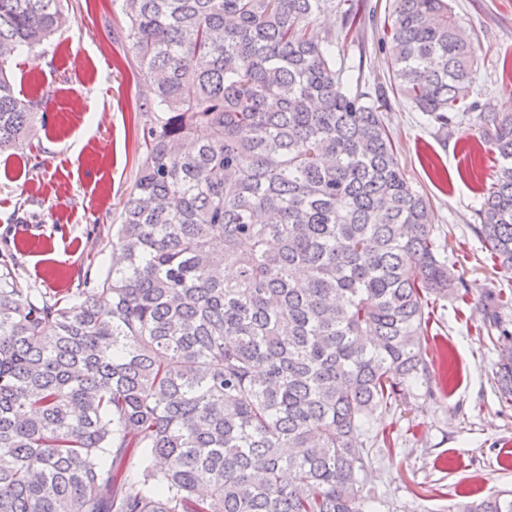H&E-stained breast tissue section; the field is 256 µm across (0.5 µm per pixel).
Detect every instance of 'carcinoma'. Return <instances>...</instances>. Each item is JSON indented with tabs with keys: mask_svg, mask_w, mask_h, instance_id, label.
Wrapping results in <instances>:
<instances>
[{
	"mask_svg": "<svg viewBox=\"0 0 512 512\" xmlns=\"http://www.w3.org/2000/svg\"><path fill=\"white\" fill-rule=\"evenodd\" d=\"M331 8L122 0L148 127L111 301L33 300L0 275V512H373L370 447L394 440L371 421L428 376L431 297L471 288L399 166L385 93L310 34ZM390 18L392 92L444 128L469 118L494 155L473 231L512 273V114L471 99L449 0H392ZM60 21L61 0H0V156L38 109L9 62ZM483 311L512 407V294ZM449 512H512V494Z\"/></svg>",
	"mask_w": 512,
	"mask_h": 512,
	"instance_id": "1",
	"label": "carcinoma"
}]
</instances>
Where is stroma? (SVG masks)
<instances>
[{
    "instance_id": "35a3bbf8",
    "label": "stroma",
    "mask_w": 512,
    "mask_h": 512,
    "mask_svg": "<svg viewBox=\"0 0 512 512\" xmlns=\"http://www.w3.org/2000/svg\"><path fill=\"white\" fill-rule=\"evenodd\" d=\"M372 15L336 43V58L362 64L367 89L389 86L384 30L389 0H368ZM477 46L473 97L512 113V0H451ZM64 22L53 38L21 52L12 69L18 89L41 99L23 150L0 157V259L25 294L92 293L112 266V226L119 223L142 159L143 93L129 49L120 0H63ZM385 122L415 190L432 206L435 234L449 269L474 297L448 296L428 306L425 385L391 411H378L373 430L395 443L371 448L364 487L376 512H448L450 505L512 490V407L500 404L497 353L482 328L484 291L512 292V273L489 259L472 231L481 185L492 167L466 176L479 136L469 120L439 129L405 97L393 94ZM33 239L17 241L20 227Z\"/></svg>"
}]
</instances>
